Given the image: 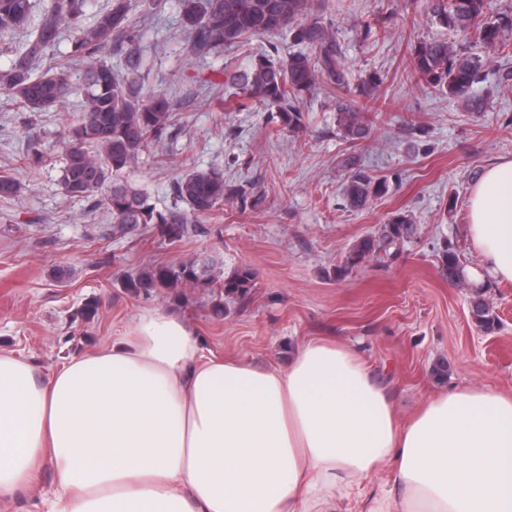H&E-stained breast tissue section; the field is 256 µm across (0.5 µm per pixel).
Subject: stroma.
Segmentation results:
<instances>
[{
  "mask_svg": "<svg viewBox=\"0 0 512 512\" xmlns=\"http://www.w3.org/2000/svg\"><path fill=\"white\" fill-rule=\"evenodd\" d=\"M131 2L146 82L172 95L178 132L172 144L142 159L131 181L162 209L172 206L170 187L183 167L216 168L226 182L255 184L265 202L246 211L225 204L173 244L151 227L113 235L109 213L67 197L60 184L63 143L80 114V97L28 117L0 95V171L30 185L20 198H0V348L46 376L110 345L135 314L163 310L181 316L206 353L263 366L287 367L308 338L338 341L362 356L403 418L440 391L483 384L512 390V283L494 281L484 289L498 317L495 330L486 332L470 317V283H449L440 266L448 243L466 268L481 264L469 238L467 198L485 167L512 156V51L470 46L486 63L474 87L484 108L470 112L409 80L414 46L450 37L414 0H326L351 91L379 77L376 94L388 105L369 139L352 146L338 132L333 93L304 97L305 129L298 134L273 132L263 109L238 112L227 105L228 70L246 67L272 43L280 55L295 51L289 35L255 37L192 59L178 24L180 0H155L150 11L141 0ZM373 18L387 30L375 42L360 28ZM33 136L46 141L49 159L30 171L20 158ZM350 154L389 186L361 210L346 208L343 198L342 161ZM399 213L409 215L417 231L398 253L369 258L336 277L350 248ZM195 257L227 274L244 266L256 273L246 299H225L223 320L211 318V295L198 289L145 300L120 286L125 272ZM61 268L67 271L62 278ZM93 297L101 302L99 315L82 322L76 313ZM440 360L449 366L443 378L431 372Z\"/></svg>",
  "mask_w": 512,
  "mask_h": 512,
  "instance_id": "35a3bbf8",
  "label": "stroma"
}]
</instances>
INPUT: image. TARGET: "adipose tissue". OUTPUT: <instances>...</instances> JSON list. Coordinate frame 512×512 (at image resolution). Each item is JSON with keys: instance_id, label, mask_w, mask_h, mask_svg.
<instances>
[{"instance_id": "1", "label": "adipose tissue", "mask_w": 512, "mask_h": 512, "mask_svg": "<svg viewBox=\"0 0 512 512\" xmlns=\"http://www.w3.org/2000/svg\"><path fill=\"white\" fill-rule=\"evenodd\" d=\"M481 271L512 282V157L471 188ZM51 465L46 512H512V394L437 393L400 419L343 344L287 368L205 355L180 317L147 311L110 347L49 376L0 349V499ZM389 472L394 489L365 497Z\"/></svg>"}]
</instances>
